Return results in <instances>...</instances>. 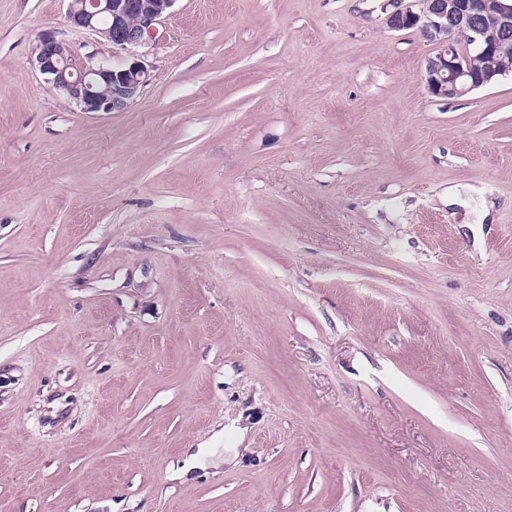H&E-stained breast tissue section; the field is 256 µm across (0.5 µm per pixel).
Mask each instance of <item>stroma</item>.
Segmentation results:
<instances>
[{
    "instance_id": "obj_1",
    "label": "stroma",
    "mask_w": 512,
    "mask_h": 512,
    "mask_svg": "<svg viewBox=\"0 0 512 512\" xmlns=\"http://www.w3.org/2000/svg\"><path fill=\"white\" fill-rule=\"evenodd\" d=\"M417 0H175L129 63L0 0V512H512V75ZM420 8L396 7L387 17L392 31L414 30L435 46L422 79L435 97L455 100L512 72L510 0H419ZM466 42H458L459 35ZM464 47V49L462 48ZM497 58L499 68L480 62ZM33 64L54 89L84 112L122 111L149 82L147 68L137 59L123 68L76 67L67 46L50 31L41 35Z\"/></svg>"
}]
</instances>
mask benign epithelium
Here are the masks:
<instances>
[{"label": "benign epithelium", "instance_id": "benign-epithelium-1", "mask_svg": "<svg viewBox=\"0 0 512 512\" xmlns=\"http://www.w3.org/2000/svg\"><path fill=\"white\" fill-rule=\"evenodd\" d=\"M396 8L393 31L414 30L435 46L422 79L435 97L455 100L512 73V0H419ZM175 0H69L68 19L99 35L115 50L132 51L150 37ZM33 64L61 95L85 112L125 109L149 82L137 59L123 68L77 67L67 46L45 32Z\"/></svg>", "mask_w": 512, "mask_h": 512}]
</instances>
